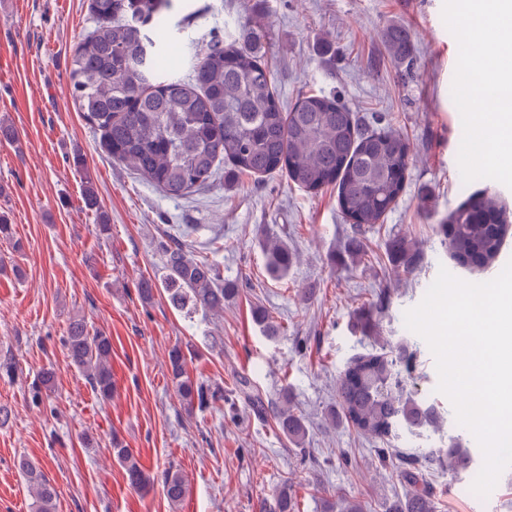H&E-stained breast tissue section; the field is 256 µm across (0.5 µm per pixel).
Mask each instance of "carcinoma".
<instances>
[{
  "mask_svg": "<svg viewBox=\"0 0 512 512\" xmlns=\"http://www.w3.org/2000/svg\"><path fill=\"white\" fill-rule=\"evenodd\" d=\"M172 0H91L98 25L75 48L70 67L77 111L102 133L113 159L135 170L169 196H182L207 182L216 166L227 162L239 173L262 176L281 171L298 187L318 192L335 185L340 213L362 235L383 223L403 190L410 143L395 128H375L356 119L336 99L301 95L291 107L280 99L273 74L259 51L262 35L243 31V45L214 40L197 53L189 81L167 72L161 62L163 13ZM389 53L411 69L415 55L408 29L390 25L383 31ZM509 213L498 198L485 193L469 198L441 228L447 252L461 265L486 266L498 258L511 229ZM267 270L283 279L295 262L288 245L267 240ZM396 267L410 273L422 262L420 252L403 238L389 244ZM163 283L171 304L191 313L218 314L238 289L220 278L217 268L179 244L163 250ZM71 365L103 399L112 398V338L89 332L84 319H72L64 338ZM408 344L355 357L337 383L338 410L362 435L382 442L379 462L391 465L406 495L391 512H436L426 473L467 469L470 449L453 442L448 448L393 450L404 432L422 436L440 428L436 405L414 397L400 364H410ZM171 383L188 409L208 408L224 399V389L190 376L179 346L168 355ZM275 417L282 434L296 446L308 434L304 416L289 396L282 397ZM112 453L129 484L146 476L123 442L112 438ZM33 497L32 512H56L57 491L39 464L19 461ZM170 508L187 491L184 477L173 470L162 475ZM273 512H295L288 480L275 492Z\"/></svg>",
  "mask_w": 512,
  "mask_h": 512,
  "instance_id": "obj_1",
  "label": "carcinoma"
}]
</instances>
